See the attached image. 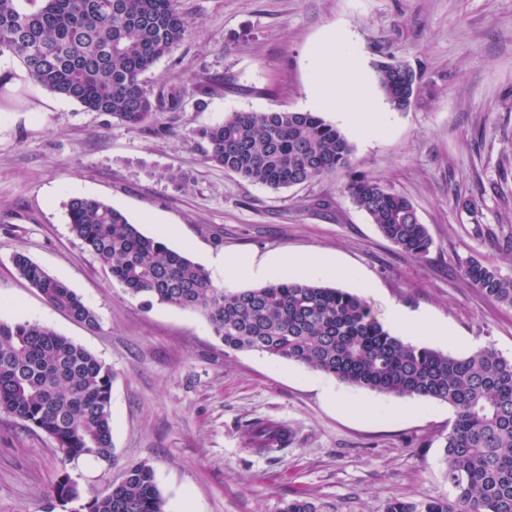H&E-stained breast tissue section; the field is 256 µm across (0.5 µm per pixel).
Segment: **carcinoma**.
Wrapping results in <instances>:
<instances>
[{
  "label": "carcinoma",
  "instance_id": "carcinoma-1",
  "mask_svg": "<svg viewBox=\"0 0 512 512\" xmlns=\"http://www.w3.org/2000/svg\"><path fill=\"white\" fill-rule=\"evenodd\" d=\"M19 2L0 0V56L17 60L32 84L133 130L179 105L176 97H152L144 81L190 34L177 0H26L31 10ZM377 79L393 109L409 108L418 91L412 69L384 63ZM199 137L206 162L275 190L352 167L346 134L314 112L237 111ZM345 192L398 250L428 254L431 239L408 197L366 176L351 177ZM67 215L72 233L143 306L201 311L226 348L293 361L381 394L451 406L443 462L455 499H394L387 512H512V360L495 348L456 357L405 343L362 296L312 280L217 288L203 267L102 200L73 197ZM13 265L52 306L98 325L74 290L26 254L16 253ZM464 274L488 300L512 307V277L477 261ZM111 392L112 369L82 346L37 323L0 321V412L51 437L62 466L81 458L112 461ZM273 442L288 444L278 426H250L251 447L265 450ZM52 494L56 505H76L77 512H165L154 469L145 462L129 465L119 482L89 497L63 473ZM283 512L318 507L294 498Z\"/></svg>",
  "mask_w": 512,
  "mask_h": 512
}]
</instances>
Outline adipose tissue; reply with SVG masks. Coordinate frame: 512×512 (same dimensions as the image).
I'll use <instances>...</instances> for the list:
<instances>
[{
    "instance_id": "ef3b65f1",
    "label": "adipose tissue",
    "mask_w": 512,
    "mask_h": 512,
    "mask_svg": "<svg viewBox=\"0 0 512 512\" xmlns=\"http://www.w3.org/2000/svg\"><path fill=\"white\" fill-rule=\"evenodd\" d=\"M312 82L311 104L315 109L336 113L347 126L369 138L382 137L387 114L365 80L362 64L351 37L343 31L329 33L312 51L309 60ZM228 279H259L277 270H293L307 277L349 278L348 270L327 260H311L281 254L267 262L248 258L220 260Z\"/></svg>"
}]
</instances>
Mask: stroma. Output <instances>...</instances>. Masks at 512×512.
Segmentation results:
<instances>
[{"instance_id": "1", "label": "stroma", "mask_w": 512, "mask_h": 512, "mask_svg": "<svg viewBox=\"0 0 512 512\" xmlns=\"http://www.w3.org/2000/svg\"><path fill=\"white\" fill-rule=\"evenodd\" d=\"M191 34L146 74L152 94L180 95L156 112L161 134L131 130L28 81L0 85V321L53 328L112 368V464L62 466L45 433L0 413V512H48L67 469L84 495L154 471L166 512H282L303 496L320 512H386L395 499L453 497L442 443L448 404L356 388L298 363L233 351L198 311L142 308L75 237L66 203L111 204L148 236L225 279L211 257L262 261L287 252L326 259L352 279L326 286L363 295L379 321L396 305L458 336L418 343L464 356L480 346L512 359V308L464 276L478 261L512 275V252L486 228L512 231V0H178ZM352 34L368 79L402 60L418 75L404 112L378 140L351 135L356 173L408 197L433 240L422 259L388 242L336 173L292 188L249 183L203 159L201 128L236 111L309 109L308 55L328 31ZM171 171L186 174L179 186ZM473 199L477 213L456 205ZM22 252L65 281L98 316L90 329L16 272ZM362 406L359 414L346 412ZM287 425L286 448H248L249 424Z\"/></svg>"}]
</instances>
